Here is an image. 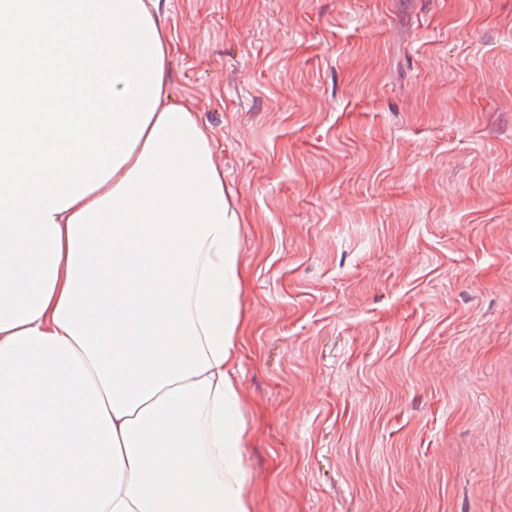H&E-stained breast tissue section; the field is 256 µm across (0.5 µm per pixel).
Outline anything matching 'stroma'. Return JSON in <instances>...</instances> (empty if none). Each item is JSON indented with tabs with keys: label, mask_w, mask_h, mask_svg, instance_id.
<instances>
[{
	"label": "stroma",
	"mask_w": 512,
	"mask_h": 512,
	"mask_svg": "<svg viewBox=\"0 0 512 512\" xmlns=\"http://www.w3.org/2000/svg\"><path fill=\"white\" fill-rule=\"evenodd\" d=\"M239 211L253 512H512V0H159Z\"/></svg>",
	"instance_id": "35a3bbf8"
}]
</instances>
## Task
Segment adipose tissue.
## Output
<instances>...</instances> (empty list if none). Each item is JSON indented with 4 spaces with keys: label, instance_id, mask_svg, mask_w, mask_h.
I'll return each mask as SVG.
<instances>
[{
    "label": "adipose tissue",
    "instance_id": "obj_1",
    "mask_svg": "<svg viewBox=\"0 0 512 512\" xmlns=\"http://www.w3.org/2000/svg\"><path fill=\"white\" fill-rule=\"evenodd\" d=\"M54 218L51 300L0 332V512H252L240 219L211 135L159 101L129 159Z\"/></svg>",
    "mask_w": 512,
    "mask_h": 512
}]
</instances>
